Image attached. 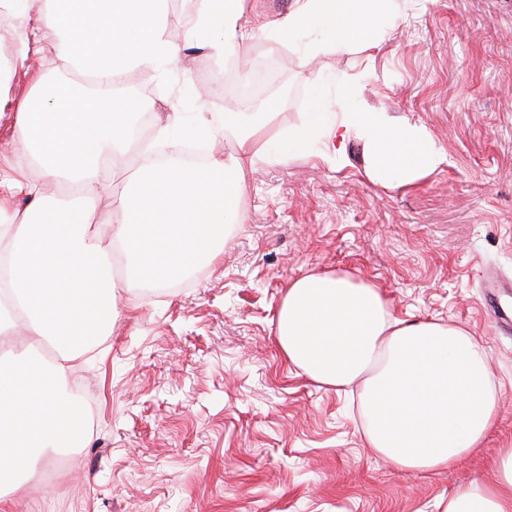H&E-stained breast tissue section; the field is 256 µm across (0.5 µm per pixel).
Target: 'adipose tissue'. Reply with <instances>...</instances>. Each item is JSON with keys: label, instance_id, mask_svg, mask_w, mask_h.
<instances>
[{"label": "adipose tissue", "instance_id": "1", "mask_svg": "<svg viewBox=\"0 0 512 512\" xmlns=\"http://www.w3.org/2000/svg\"><path fill=\"white\" fill-rule=\"evenodd\" d=\"M74 3L68 19L58 0H0V20L17 24L9 52L0 56V83L24 66L34 31L98 79L92 92L70 96L50 75L37 74L15 104L20 151L0 162V256L10 262L0 279V337L21 331L52 340L60 353L48 365L29 345L0 356V473L24 468L19 487L26 492L40 468L38 449L84 438L70 393L71 360L87 339L108 331L113 256L129 278L163 282L214 259L226 226L238 221L229 202L258 156L304 153L317 136L362 141L367 176L387 187L411 185L443 160L423 126L359 103L337 112L317 91L300 128L262 152L246 136L231 154H211L204 167L159 165L132 140L139 102L117 96L116 87L133 71L171 64L185 42L219 61L246 45L259 29L245 0H224L220 12L211 0H197L179 42L167 31L168 0ZM407 20L394 0H295L275 28L286 40L320 30L337 50L362 53L374 45L372 32ZM133 149L136 178L113 193L112 161ZM47 182L65 186L66 199H46ZM105 195L121 216L113 225L97 213ZM275 336L288 361L315 382L360 383L366 442L401 468L452 466L481 446L497 417V393L476 337L456 324L395 318L371 284L335 273L294 280ZM448 512H512V448L500 449L489 477L459 484Z\"/></svg>", "mask_w": 512, "mask_h": 512}]
</instances>
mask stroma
<instances>
[{"label":"stroma","instance_id":"1","mask_svg":"<svg viewBox=\"0 0 512 512\" xmlns=\"http://www.w3.org/2000/svg\"><path fill=\"white\" fill-rule=\"evenodd\" d=\"M399 2L409 22L360 54L314 31L291 42L264 32L220 63L183 46L126 84L155 146L185 83L245 74L269 50L288 102L255 141L294 131L319 86L423 126L444 160L415 185L386 188L355 139L340 153L319 138L301 156L258 159L236 200L243 221L216 260L159 296L116 277L111 336L73 361L74 398L92 399L96 426L84 447L46 449L53 482L9 495L8 512H443L458 484L489 476L512 448V333L497 329L482 282L489 267L512 280V0ZM37 48L4 90L5 156L12 103L32 75H71L51 43ZM314 272L376 284L396 318L473 333L499 396L480 448L433 473L399 468L367 445L359 385L323 386L288 363L274 321L289 284Z\"/></svg>","mask_w":512,"mask_h":512}]
</instances>
